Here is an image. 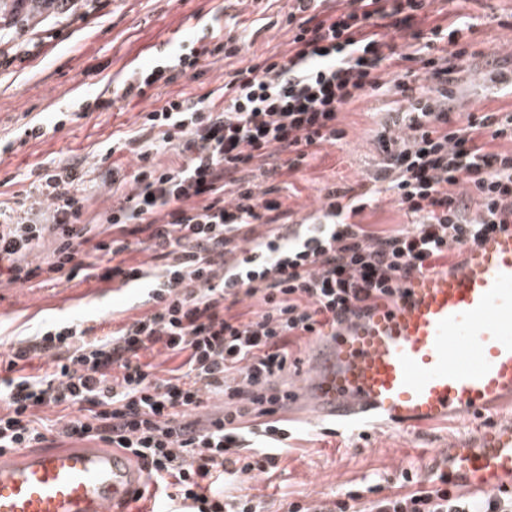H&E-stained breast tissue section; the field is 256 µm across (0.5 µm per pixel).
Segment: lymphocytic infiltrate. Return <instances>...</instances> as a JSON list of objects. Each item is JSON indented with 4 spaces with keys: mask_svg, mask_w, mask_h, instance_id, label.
I'll list each match as a JSON object with an SVG mask.
<instances>
[{
    "mask_svg": "<svg viewBox=\"0 0 512 512\" xmlns=\"http://www.w3.org/2000/svg\"><path fill=\"white\" fill-rule=\"evenodd\" d=\"M432 0H293L288 49L257 57L224 82V104L178 96L146 112L151 142L113 140L137 159L132 174L113 168L114 185L130 190L103 215L107 237L93 239L84 219L85 189L75 168L47 174L53 200L45 223L0 208V261L9 280L42 273L66 281L97 280L147 288L151 308L104 335L81 323H51L20 338L0 357V455L49 438L98 440L131 453L147 473L155 501L173 512H262L252 496L223 484L278 470L291 436L275 418L287 371L303 336L335 329L352 307L398 295L414 272L512 225V113H469L452 124L456 73L468 55L464 17L433 16ZM200 51L175 54L118 84L113 98L143 95L165 71L186 72ZM394 70L399 136L382 131V158L365 191L327 190L312 224L283 223L278 200L260 180L295 172L344 132L339 113L383 86ZM173 148L175 162L157 153ZM389 194L414 219L410 229L379 232L355 223L377 195ZM266 226L256 234V225ZM144 236L153 262L124 260L131 237ZM55 247L31 265L42 240ZM262 310L243 321L233 312L246 297ZM162 347L175 367L156 373L143 357ZM49 369L26 373L35 358ZM224 410L208 423L206 396ZM62 409L57 427L36 415ZM251 415L260 426L244 424ZM447 475L421 479L412 469L399 491L364 501L357 490L316 504L291 501L286 512H512V493L449 494Z\"/></svg>",
    "mask_w": 512,
    "mask_h": 512,
    "instance_id": "1",
    "label": "lymphocytic infiltrate"
}]
</instances>
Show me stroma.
Wrapping results in <instances>:
<instances>
[{
  "instance_id": "stroma-1",
  "label": "stroma",
  "mask_w": 512,
  "mask_h": 512,
  "mask_svg": "<svg viewBox=\"0 0 512 512\" xmlns=\"http://www.w3.org/2000/svg\"><path fill=\"white\" fill-rule=\"evenodd\" d=\"M288 0H84L82 7L43 19L16 41L0 45V205L46 211L37 191L45 171L77 165L88 188L85 217L98 222L112 206V186L103 179L99 154L113 137L133 136L144 113L178 94L198 97L219 91L224 78L255 55L283 54L288 49L285 18ZM432 9L468 17L471 54L457 78L452 119L467 113L512 110V97H494L485 79L491 66L512 69V0H433ZM221 28L240 38L235 58L203 56L198 65L175 74L167 83L147 88L144 96L113 101L114 81L129 78L177 50L189 36H206ZM383 72L385 90L362 96L340 113L343 139L325 145L301 171L279 177L274 196L291 223L317 216L327 189L361 190L380 160L378 135L394 110L408 103ZM106 100L95 108L96 99ZM39 121L45 134L25 137L28 123ZM141 290H113L111 285L59 281L33 286L0 277V353L17 339L34 335L47 321L81 320L97 334L144 314ZM293 431L280 468L227 486L261 501L264 512H284L292 500L319 502L354 486L380 485L381 495L394 494L392 482L404 468L421 469L435 461L449 439H466L487 428L483 418L452 420L426 428H393L372 424L369 441L343 430L327 434L322 424L291 406L285 410Z\"/></svg>"
}]
</instances>
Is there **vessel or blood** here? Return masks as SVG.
<instances>
[{
    "instance_id": "obj_1",
    "label": "vessel or blood",
    "mask_w": 512,
    "mask_h": 512,
    "mask_svg": "<svg viewBox=\"0 0 512 512\" xmlns=\"http://www.w3.org/2000/svg\"><path fill=\"white\" fill-rule=\"evenodd\" d=\"M292 398L341 427L429 426L512 401V228L316 340ZM445 454L449 486L512 492V421ZM145 481L120 448L22 450L0 456V512H120Z\"/></svg>"
}]
</instances>
